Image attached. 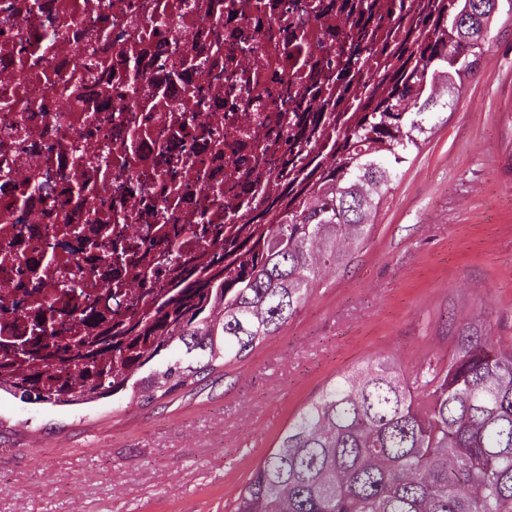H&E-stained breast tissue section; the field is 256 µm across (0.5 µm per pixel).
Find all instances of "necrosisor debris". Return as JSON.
Returning a JSON list of instances; mask_svg holds the SVG:
<instances>
[{
    "instance_id": "obj_1",
    "label": "necrosis or debris",
    "mask_w": 512,
    "mask_h": 512,
    "mask_svg": "<svg viewBox=\"0 0 512 512\" xmlns=\"http://www.w3.org/2000/svg\"><path fill=\"white\" fill-rule=\"evenodd\" d=\"M312 2L0 0V336L44 302L164 295L172 249L205 252L238 198L279 188L276 115L307 72L289 32L336 61V15Z\"/></svg>"
}]
</instances>
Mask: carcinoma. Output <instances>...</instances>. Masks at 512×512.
Instances as JSON below:
<instances>
[{
  "mask_svg": "<svg viewBox=\"0 0 512 512\" xmlns=\"http://www.w3.org/2000/svg\"><path fill=\"white\" fill-rule=\"evenodd\" d=\"M512 0H338L336 67L297 90L296 151L273 193L210 254L173 256L174 287L81 336L32 330L0 358V393L70 406L150 403L249 356L293 319L324 270L346 269L401 167L474 73ZM448 364L394 357L344 372L256 466L234 512H512V345L474 315Z\"/></svg>",
  "mask_w": 512,
  "mask_h": 512,
  "instance_id": "1",
  "label": "carcinoma"
}]
</instances>
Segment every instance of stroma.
Wrapping results in <instances>:
<instances>
[{
    "instance_id": "stroma-1",
    "label": "stroma",
    "mask_w": 512,
    "mask_h": 512,
    "mask_svg": "<svg viewBox=\"0 0 512 512\" xmlns=\"http://www.w3.org/2000/svg\"><path fill=\"white\" fill-rule=\"evenodd\" d=\"M366 247L248 358L143 405L0 398V512H232L329 380L383 356L447 364L453 321L512 344V15H500Z\"/></svg>"
}]
</instances>
